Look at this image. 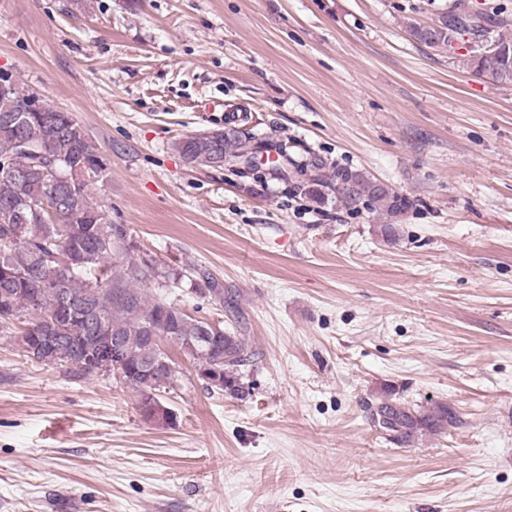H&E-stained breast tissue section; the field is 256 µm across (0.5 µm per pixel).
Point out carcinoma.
Instances as JSON below:
<instances>
[{
  "mask_svg": "<svg viewBox=\"0 0 512 512\" xmlns=\"http://www.w3.org/2000/svg\"><path fill=\"white\" fill-rule=\"evenodd\" d=\"M456 6L438 15L444 27L429 38L421 26L409 25L418 42L431 47L448 46V32L467 31L456 18ZM473 15L484 23V33L496 53L486 54L476 46L458 58L467 68L486 71L503 84H512V22L482 9ZM14 85L0 91V291L13 293L11 304L0 307V335L16 333L24 324L20 341L41 335L58 317L60 296L42 287L49 270L42 267L43 254L57 258L55 271L63 290L86 301L101 317L96 328L73 317L55 347L57 360L75 362L76 344L102 332L119 336L125 346V366L134 370L158 355V347L145 339V327L153 324L169 336H197L196 326L180 317L181 308L145 290L150 280H176L180 272L165 269L156 260L146 262L133 239L112 240V222L103 204L91 191L100 170L87 169L101 159L98 148L69 112H27L26 100L34 96L20 80L0 76ZM260 144L257 134L234 130L219 137L218 150L235 158ZM211 145L198 144L185 162L193 167H211ZM313 176L299 187L309 199L325 203V190H336V200L354 208L364 203L393 218L409 205L406 197L393 190L378 189L360 172L332 168L321 159L308 162ZM49 202L53 211L37 215L32 207ZM243 328L227 331L220 340L193 356L196 366L224 373V392L243 395L239 390L242 370L252 362L255 349ZM386 417L384 429L407 443L421 431L430 434L448 429V407L438 404L417 410L404 402L386 399L377 405Z\"/></svg>",
  "mask_w": 512,
  "mask_h": 512,
  "instance_id": "1",
  "label": "carcinoma"
}]
</instances>
